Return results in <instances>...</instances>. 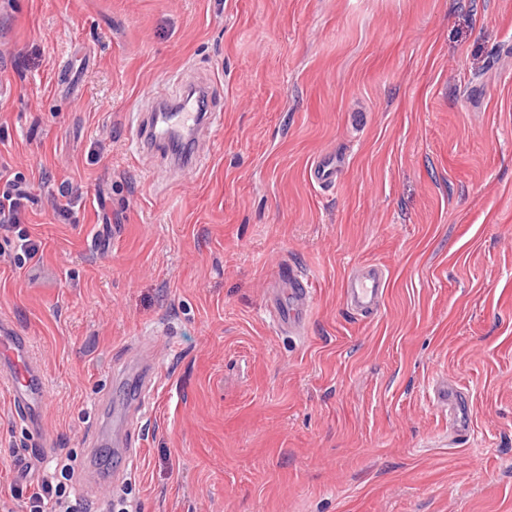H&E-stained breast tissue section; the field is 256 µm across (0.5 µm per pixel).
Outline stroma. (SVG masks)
<instances>
[{
  "mask_svg": "<svg viewBox=\"0 0 512 512\" xmlns=\"http://www.w3.org/2000/svg\"><path fill=\"white\" fill-rule=\"evenodd\" d=\"M176 71L224 125L160 184L129 116ZM3 163L33 190L0 319L47 388L36 438L0 383V512L58 467L73 512H512V0H0ZM285 263L316 284L298 334L265 310ZM148 348L126 431L100 406ZM342 172L341 161L332 152L321 154L312 164L310 175L312 180L322 188L336 187ZM388 271L379 265H365L353 269L346 278L344 299L353 313L370 317L383 302ZM438 402L448 408V416L452 419L454 425L460 428L463 427L462 421L459 418L460 410V390L454 384L443 386L436 394Z\"/></svg>",
  "mask_w": 512,
  "mask_h": 512,
  "instance_id": "obj_1",
  "label": "stroma"
}]
</instances>
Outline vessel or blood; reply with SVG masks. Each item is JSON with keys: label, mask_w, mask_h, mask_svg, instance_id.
Instances as JSON below:
<instances>
[{"label": "vessel or blood", "mask_w": 512, "mask_h": 512, "mask_svg": "<svg viewBox=\"0 0 512 512\" xmlns=\"http://www.w3.org/2000/svg\"><path fill=\"white\" fill-rule=\"evenodd\" d=\"M213 96L212 87L207 85L200 86L197 95H179L167 102L152 92L141 96L136 105L141 122L131 138L132 152L148 155L161 151L181 133L195 137L222 127L224 112L213 104ZM341 172V162L331 152L321 154L310 168L312 180L326 189L336 186ZM387 279V270L379 265L353 269L344 286L347 308L360 316L375 315L383 302ZM277 282L279 291L267 312L277 327L297 332L313 302V284L288 265L280 267ZM0 380L9 385L17 415L34 420L44 397L41 370L28 340L6 321L0 323Z\"/></svg>", "instance_id": "vessel-or-blood-1"}]
</instances>
